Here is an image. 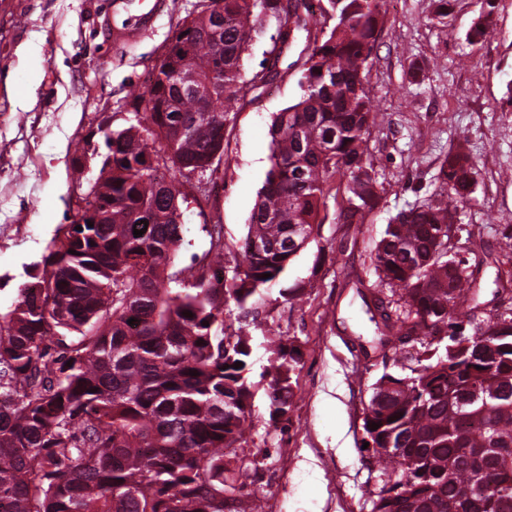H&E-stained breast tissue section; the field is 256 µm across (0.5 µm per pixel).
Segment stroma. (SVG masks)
I'll use <instances>...</instances> for the list:
<instances>
[{
  "label": "stroma",
  "mask_w": 512,
  "mask_h": 512,
  "mask_svg": "<svg viewBox=\"0 0 512 512\" xmlns=\"http://www.w3.org/2000/svg\"><path fill=\"white\" fill-rule=\"evenodd\" d=\"M0 0V308H9L60 224L74 223L75 199L86 182L71 158L86 142L103 147L97 130L132 119L133 95L145 94L149 72L176 24L199 0ZM154 9V22L135 40L116 31L138 27ZM433 0H382L384 25L367 89L385 121L368 141L383 184L379 211L362 231L342 224L340 200H328L323 223L290 263L283 285L301 281L305 295L290 305L262 309L265 330L252 333V370L261 373L269 341L296 340L303 357L299 388L285 432L268 431V403L254 400L253 441L269 455L248 465L241 506L260 499L264 512H360L367 471L357 444L361 401L393 364L367 358L359 343L372 334L351 284L371 279L370 252L388 218L435 189L434 177L450 146H466L477 164L475 191L457 223L483 230L492 257L480 268L485 283L512 279V257H499L512 235V0H451L447 26L432 22ZM488 33L467 34L477 22ZM296 69L259 86L238 103L224 135L223 163L203 180L209 198L184 210L194 252L208 247L200 211L219 212L224 245L235 248L269 167L273 117L295 103Z\"/></svg>",
  "instance_id": "stroma-1"
}]
</instances>
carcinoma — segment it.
Listing matches in <instances>:
<instances>
[{
    "instance_id": "obj_1",
    "label": "carcinoma",
    "mask_w": 512,
    "mask_h": 512,
    "mask_svg": "<svg viewBox=\"0 0 512 512\" xmlns=\"http://www.w3.org/2000/svg\"><path fill=\"white\" fill-rule=\"evenodd\" d=\"M319 10L318 34L292 62L301 96L269 129L247 233L226 253L224 225L203 222L209 247L192 255L190 279L181 256L191 241L177 221L185 180L224 153L246 90L279 75L274 62L247 77L251 45L268 35L281 55L313 11L307 0L292 11L282 0H201L168 38L144 112L104 141L112 176L100 222L58 225L17 302L0 310V512H224V481L243 484L246 469L224 457L249 446L260 383L252 337L226 334L224 315L234 307L260 326L270 291L318 234L331 183L342 185V223L358 231L382 201L366 90L379 0H325ZM435 182L389 218L370 253L375 280L358 291L373 325L364 356L409 346L362 401V508L512 512V297L499 284V304L483 300V234L462 242L452 225L476 184L464 146L448 150ZM255 240L263 252H252ZM460 243L473 256L461 271ZM304 291L295 282L278 297L292 304ZM462 325L471 333L453 347ZM273 344L264 395L283 432L302 353L291 339Z\"/></svg>"
}]
</instances>
